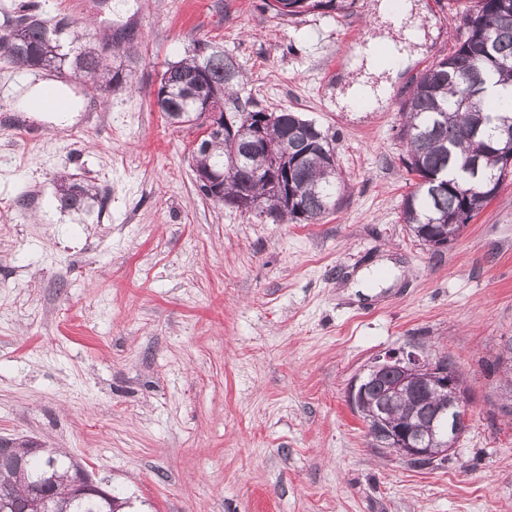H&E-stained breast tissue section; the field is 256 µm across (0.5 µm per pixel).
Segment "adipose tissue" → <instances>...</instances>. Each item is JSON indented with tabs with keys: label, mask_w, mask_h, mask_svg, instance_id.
Masks as SVG:
<instances>
[{
	"label": "adipose tissue",
	"mask_w": 512,
	"mask_h": 512,
	"mask_svg": "<svg viewBox=\"0 0 512 512\" xmlns=\"http://www.w3.org/2000/svg\"><path fill=\"white\" fill-rule=\"evenodd\" d=\"M400 12H393L390 0H378L376 14L381 21L392 22L393 31L375 37L378 45L392 47L390 63H380L373 52L354 57L350 69L354 74L345 89L337 91L336 101L348 112H369L383 106L393 90L398 71L412 63L427 41L417 0H400Z\"/></svg>",
	"instance_id": "ef3b65f1"
}]
</instances>
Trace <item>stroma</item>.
Listing matches in <instances>:
<instances>
[{
    "instance_id": "1",
    "label": "stroma",
    "mask_w": 512,
    "mask_h": 512,
    "mask_svg": "<svg viewBox=\"0 0 512 512\" xmlns=\"http://www.w3.org/2000/svg\"><path fill=\"white\" fill-rule=\"evenodd\" d=\"M377 0L278 17L265 0H41L54 24L134 30L133 92H92L0 62V438L74 456L146 512H512V412L496 360L512 337V174L454 244L410 232L399 108L450 54L455 0H422L433 32L373 112L337 109L342 60L367 48ZM203 39L261 106L336 136L348 185L317 224H267L199 190L196 133L155 104ZM64 87L60 129L20 112ZM68 175L102 201L61 209ZM452 355L472 418L442 468L375 449L348 402L382 351Z\"/></svg>"
}]
</instances>
